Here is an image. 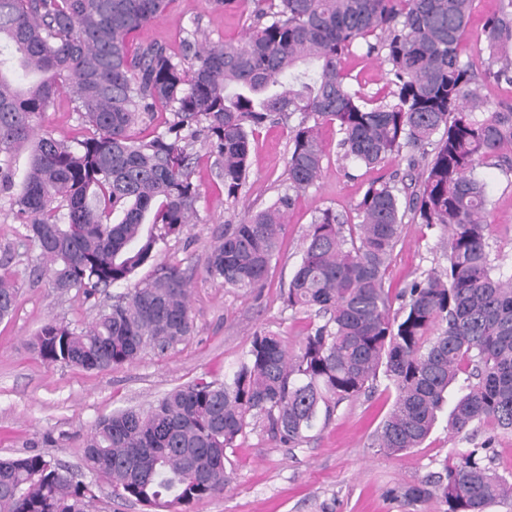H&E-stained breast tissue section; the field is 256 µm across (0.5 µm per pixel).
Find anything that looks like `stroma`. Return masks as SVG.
I'll return each mask as SVG.
<instances>
[{"mask_svg": "<svg viewBox=\"0 0 512 512\" xmlns=\"http://www.w3.org/2000/svg\"><path fill=\"white\" fill-rule=\"evenodd\" d=\"M252 0L216 10L207 0H171L165 12L137 32L132 47L158 42L178 47L187 31L200 42L244 41L253 23ZM353 89L372 96L384 91L387 66L355 46L344 62ZM42 131L55 138H83L85 128L72 110L69 93H61L39 120ZM325 148L321 178L299 193L286 218L280 256L264 287L258 291L222 287L204 272L205 258L225 225L235 224L247 210L273 202L288 186L289 128L267 120L251 138L250 175L238 200H228L205 151H198L191 179L199 198L197 215L181 235L159 245L152 264L137 279L156 268L174 265L187 277L194 331L185 341L157 355L143 352L136 360L104 371H85L48 364L30 347L46 322L82 328L99 310L111 304L126 284L113 285L92 296L52 288L29 270L37 252L28 245L27 229L0 192V274L12 273L19 293L15 314L0 322V455H43L63 465H81L83 443L96 421L119 409L148 410L163 394L203 379L223 382L247 350L253 333H278L289 353H298L313 314L288 309L281 293L298 266L304 237L313 218L330 208L358 223L356 205L369 184L387 181L396 188L408 185L414 150L393 155L368 168L344 159L335 125L319 129ZM487 184L490 206L489 249L498 264L512 269V148L504 159L478 169ZM445 242L439 229L406 221L394 250L387 283L399 290L411 281L445 265ZM393 401L391 391L342 403L332 421L316 429L302 447L290 449L272 441L261 426L247 428L228 451L230 483L222 495L196 502L192 512H445L439 498L410 504L400 497L402 486L440 472L455 462L458 452L491 440L489 465L498 473H512V431H479L472 440L449 434L447 413L418 448L390 455L372 445L373 435Z\"/></svg>", "mask_w": 512, "mask_h": 512, "instance_id": "stroma-1", "label": "stroma"}]
</instances>
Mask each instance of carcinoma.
I'll use <instances>...</instances> for the list:
<instances>
[{
	"mask_svg": "<svg viewBox=\"0 0 512 512\" xmlns=\"http://www.w3.org/2000/svg\"><path fill=\"white\" fill-rule=\"evenodd\" d=\"M171 2L0 0V187L12 189L11 156L31 144L12 206L39 250L33 271L57 291L91 295L130 280L191 223L196 143L237 199L250 136L274 114L298 116L288 191L224 225L204 269L226 288L264 286L294 195L322 175L319 125H336L343 158L366 167L426 145L430 158L405 201L391 183L373 182L357 204L359 223L330 208L314 217L283 294L286 307L321 318L297 354L275 333H254L224 382L194 381L146 412L99 419L78 471L40 454L0 458V512H86L99 479L147 512H190L224 491L227 450L252 423L298 448L381 378L394 398L373 445L388 454L420 447L446 405L459 435L512 431V271L488 249L490 199L476 174L512 147V104L490 112L481 96L486 81L512 85V0H498L486 20L479 69L459 53L476 0H253L256 25L242 43L187 36L178 53L162 44L130 52L131 36ZM361 42L389 66L381 95L348 82L344 59ZM64 91L86 130L73 144L37 133ZM159 109L173 116L165 131L133 137ZM408 212L446 236V266L394 294L385 276ZM17 295L15 279L0 275V321ZM112 300L86 328L44 324L33 350L48 363L101 371L148 348L163 354L193 332L176 266ZM489 445L458 454L445 477L402 496L489 512L512 498V480L485 464Z\"/></svg>",
	"mask_w": 512,
	"mask_h": 512,
	"instance_id": "obj_1",
	"label": "carcinoma"
}]
</instances>
